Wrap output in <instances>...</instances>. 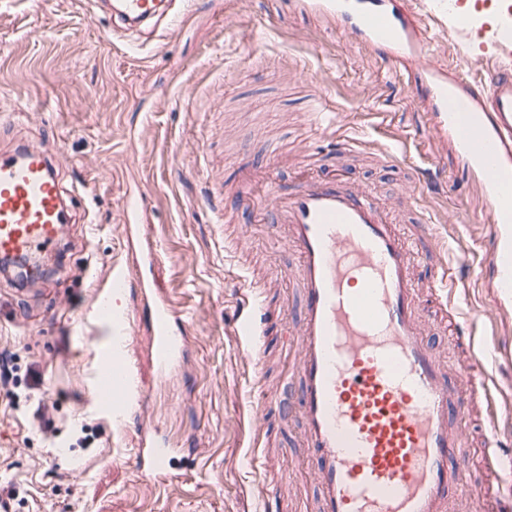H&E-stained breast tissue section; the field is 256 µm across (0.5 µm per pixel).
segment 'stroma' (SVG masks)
I'll return each instance as SVG.
<instances>
[{"label": "stroma", "mask_w": 512, "mask_h": 512, "mask_svg": "<svg viewBox=\"0 0 512 512\" xmlns=\"http://www.w3.org/2000/svg\"><path fill=\"white\" fill-rule=\"evenodd\" d=\"M409 7L435 60L460 80L483 81L480 36H449L432 0ZM424 94L413 63L351 43L335 15L293 0H195L149 34L122 29L102 0H0V150L54 145L72 217L43 251L40 278L0 273V352L16 365L0 389V496L11 495L12 512H320L278 335L281 318L299 315V285L278 282L296 257L271 248L270 226L248 210L220 224L215 208L244 169L293 186L301 169L291 158L307 147L323 170L343 167L380 200L414 185L404 223L431 218L449 278L493 309L495 290L479 276L488 202ZM315 110L332 127L311 124ZM267 140L289 162L275 164L259 147ZM131 195L143 231L129 236ZM150 245L161 257L149 278L187 321L186 358L158 378L145 301L128 290V355L148 400L120 425L93 400L109 338L95 310L113 268L141 264ZM463 253L469 263L457 265ZM246 279L270 285L261 369L278 387L257 452L253 368L234 333ZM145 421L182 449L169 477L136 470Z\"/></svg>", "instance_id": "obj_1"}]
</instances>
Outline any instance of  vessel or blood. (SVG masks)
<instances>
[{
  "label": "vessel or blood",
  "mask_w": 512,
  "mask_h": 512,
  "mask_svg": "<svg viewBox=\"0 0 512 512\" xmlns=\"http://www.w3.org/2000/svg\"><path fill=\"white\" fill-rule=\"evenodd\" d=\"M300 4L340 17L352 42L416 57L428 106L488 201L495 248L486 265L512 294V5L480 27L495 51L482 86L450 78L447 68L427 58L401 0ZM435 6L447 15L450 33L468 34L469 14L458 0H435ZM114 11L135 25L162 15L164 3L116 0ZM268 179L265 172H243L224 208L251 200L271 223L284 225L274 241L297 256L285 274L298 278L303 307L286 336L296 349L290 376L303 418L301 445L322 512H453L459 502L469 512H512V501L490 499L471 481L476 468L498 485L512 478V454L499 448L504 422L512 423V401L498 398L487 357L471 352V337L457 332L470 353L453 369L440 362L425 337L439 312L456 308L430 230L407 238L395 210L341 171L255 197V184ZM64 195L51 150L0 152V256L22 258L56 245L67 222ZM425 259L433 261L435 273L424 281L416 264ZM110 286L116 296L130 288L149 294L157 370L168 375L185 357L178 312L145 275L117 268ZM261 297L256 287L240 291L248 313L237 332L251 340L249 361L261 355L267 334ZM106 322L112 339L100 353L95 396L121 423L131 399L143 395L127 355L134 329L118 310ZM252 389L256 417L264 419L274 391L260 375ZM173 453L168 438L142 424L138 469L164 474Z\"/></svg>",
  "instance_id": "b4317fda"
}]
</instances>
